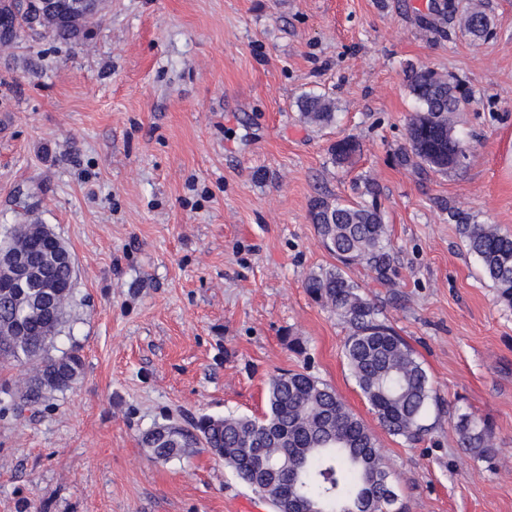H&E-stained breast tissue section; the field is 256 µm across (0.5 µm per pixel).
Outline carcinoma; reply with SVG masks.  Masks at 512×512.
I'll return each mask as SVG.
<instances>
[{"label":"carcinoma","mask_w":512,"mask_h":512,"mask_svg":"<svg viewBox=\"0 0 512 512\" xmlns=\"http://www.w3.org/2000/svg\"><path fill=\"white\" fill-rule=\"evenodd\" d=\"M435 11L458 21L475 39L491 33L484 0H468L463 7L446 0ZM94 12L93 7L73 17L63 11L43 12L32 26L16 0H0V16L9 17L0 44L13 42L23 28L65 43L84 40ZM408 88L417 109L409 115L408 146L398 153V164L441 173L460 167L457 157H469L472 145L458 132L457 116L475 102L472 90L429 67L411 69ZM296 106L300 119L309 125L323 128L336 121V101L324 93H306ZM328 152L333 165L350 167L361 153V143L346 136L333 142ZM308 217L336 263L310 272L304 288L316 304L348 327L342 354L380 427L392 436L416 441L429 430L430 409L437 402L428 376L403 337L351 276L353 269L360 268L372 282L389 288L397 272L374 184L365 181L358 200L319 194L310 200ZM455 218L464 247L478 260L497 302L512 309V236L464 215ZM54 237L44 224H15L0 238L1 248L26 251L38 261V273L22 288L12 287L8 271L0 269V366L29 374L20 390L27 405L39 403L47 391L72 387L84 366L77 346L54 353L76 275L74 264L54 259L50 247ZM454 428L461 448L471 457L495 456L492 422L464 412L457 415ZM142 444L153 458L165 462L191 448L211 453L252 490L265 491L274 512L288 505L280 493L285 482L311 512H344L367 488L374 489L377 501L389 500L394 508L407 512L374 432L331 386L306 372L285 371L272 377L267 411L260 418L202 415L184 423L169 422L147 432ZM258 455L273 472L255 469Z\"/></svg>","instance_id":"obj_1"}]
</instances>
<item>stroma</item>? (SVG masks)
Returning <instances> with one entry per match:
<instances>
[{
	"instance_id": "stroma-1",
	"label": "stroma",
	"mask_w": 512,
	"mask_h": 512,
	"mask_svg": "<svg viewBox=\"0 0 512 512\" xmlns=\"http://www.w3.org/2000/svg\"><path fill=\"white\" fill-rule=\"evenodd\" d=\"M432 0H104L89 39L21 32L0 48V234L45 224L75 263L59 350L84 371L34 407L0 391V512H239L270 505L219 460L159 461L144 432L191 416H262L300 370L378 422L343 358L348 334L303 281L332 264L310 199L375 182L398 251L366 292L443 402L417 443L379 432L409 512H512V309L467 253L459 211L512 234V0H485L475 41ZM469 85L461 168L401 167L407 65ZM325 92L337 121H300ZM362 145L349 169L329 145ZM299 339L304 353L288 347ZM493 422L496 454L460 448L453 417Z\"/></svg>"
}]
</instances>
